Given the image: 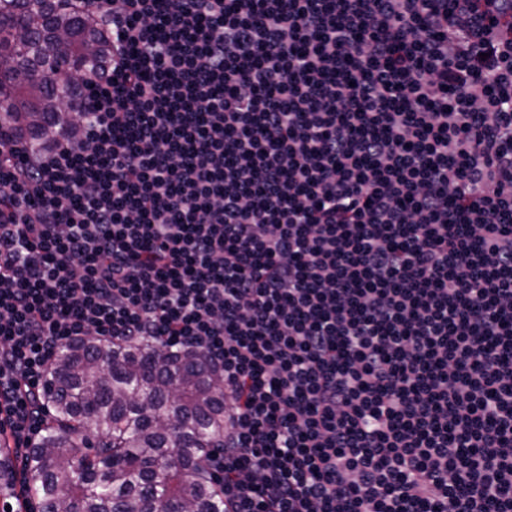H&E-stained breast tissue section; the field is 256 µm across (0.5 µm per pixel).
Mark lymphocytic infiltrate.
Instances as JSON below:
<instances>
[{
    "instance_id": "f902f5d3",
    "label": "lymphocytic infiltrate",
    "mask_w": 512,
    "mask_h": 512,
    "mask_svg": "<svg viewBox=\"0 0 512 512\" xmlns=\"http://www.w3.org/2000/svg\"><path fill=\"white\" fill-rule=\"evenodd\" d=\"M87 118L0 127V428L54 354L199 355L224 512H512V0H77Z\"/></svg>"
}]
</instances>
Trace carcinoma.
Segmentation results:
<instances>
[{"label":"carcinoma","mask_w":512,"mask_h":512,"mask_svg":"<svg viewBox=\"0 0 512 512\" xmlns=\"http://www.w3.org/2000/svg\"><path fill=\"white\" fill-rule=\"evenodd\" d=\"M46 2L12 0L0 17V34L13 38L9 49L0 42V71L47 73L0 96V122L19 130L32 152L70 120L77 74L107 67L112 56L94 20ZM45 398L50 420L21 470L10 453L0 456V489L20 474L41 512H224L208 474V456L224 447V390L199 358L88 337L56 355Z\"/></svg>","instance_id":"cac0c4a2"}]
</instances>
